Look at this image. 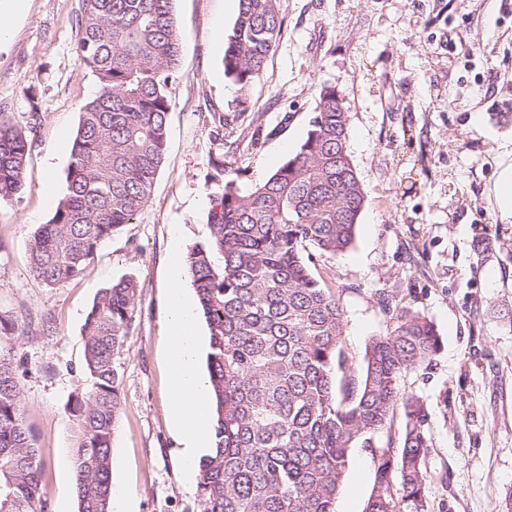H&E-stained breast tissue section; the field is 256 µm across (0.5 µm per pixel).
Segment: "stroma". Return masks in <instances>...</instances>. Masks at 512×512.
I'll list each match as a JSON object with an SVG mask.
<instances>
[{
  "label": "stroma",
  "instance_id": "stroma-1",
  "mask_svg": "<svg viewBox=\"0 0 512 512\" xmlns=\"http://www.w3.org/2000/svg\"><path fill=\"white\" fill-rule=\"evenodd\" d=\"M81 0H0L16 12L0 42V113L28 130L23 192L0 203L1 346L22 359L25 417L45 463L48 512H77L66 402L87 386L82 328L102 290L138 280L133 329L118 357L122 409L112 482L136 512H199L169 414L163 326L173 239L206 233L216 172L249 190L305 139L319 92L350 116L347 149L365 201L352 246L314 271L343 313L344 375L392 326L382 303L431 320L442 345L405 373L431 434L428 512H500L512 491V218L498 198L512 166V0H280L281 36L248 98L224 76L235 0H173L181 35L167 146L147 206L104 241L77 279L45 287L28 244L63 193L82 106L99 91L77 53ZM404 425L395 409L372 445L352 448L336 512H364L376 454Z\"/></svg>",
  "mask_w": 512,
  "mask_h": 512
}]
</instances>
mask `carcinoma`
<instances>
[{"instance_id": "cac0c4a2", "label": "carcinoma", "mask_w": 512, "mask_h": 512, "mask_svg": "<svg viewBox=\"0 0 512 512\" xmlns=\"http://www.w3.org/2000/svg\"><path fill=\"white\" fill-rule=\"evenodd\" d=\"M77 58L101 89L81 110L66 189L29 242L33 276L49 288L78 278L98 246L152 195L166 148L180 35L172 0H81ZM224 76L248 91L282 31L279 0H239ZM349 115L321 90L311 129L265 182L232 181L210 198L207 234L188 250L208 330L215 448L199 463L200 512H336L349 453L383 430L397 405L399 446L379 451L365 512H425L426 409L401 392L404 373L441 347L434 323L400 309L372 338L356 379L346 364L336 296L312 272V246L336 257L354 242L364 204L347 151ZM30 134L0 117V202L27 179ZM143 285L100 291L83 326L86 390L69 397L77 512H111L112 437L122 404L116 358ZM21 363L0 349V512H48L43 461L26 424Z\"/></svg>"}]
</instances>
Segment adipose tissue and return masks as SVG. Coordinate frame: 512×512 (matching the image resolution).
I'll list each match as a JSON object with an SVG mask.
<instances>
[{
    "label": "adipose tissue",
    "mask_w": 512,
    "mask_h": 512,
    "mask_svg": "<svg viewBox=\"0 0 512 512\" xmlns=\"http://www.w3.org/2000/svg\"><path fill=\"white\" fill-rule=\"evenodd\" d=\"M184 269L180 250H172L164 328L170 419L181 445L184 471L190 475L201 456L211 453L213 442L208 381L197 366V305L183 286Z\"/></svg>",
    "instance_id": "obj_1"
}]
</instances>
